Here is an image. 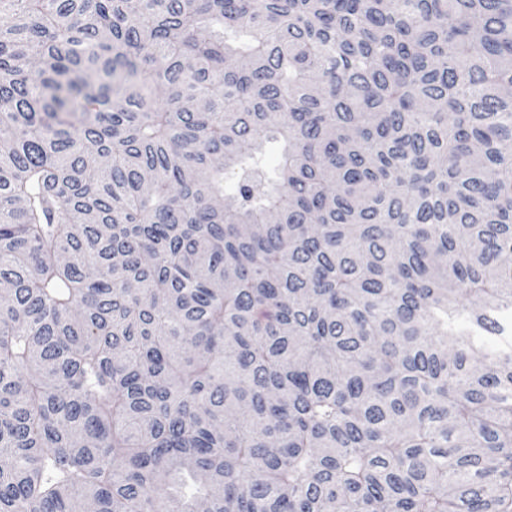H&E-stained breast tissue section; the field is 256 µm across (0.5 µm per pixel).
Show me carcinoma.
Returning <instances> with one entry per match:
<instances>
[{
  "label": "carcinoma",
  "instance_id": "1",
  "mask_svg": "<svg viewBox=\"0 0 512 512\" xmlns=\"http://www.w3.org/2000/svg\"><path fill=\"white\" fill-rule=\"evenodd\" d=\"M0 291V512H512V0H0Z\"/></svg>",
  "mask_w": 512,
  "mask_h": 512
}]
</instances>
